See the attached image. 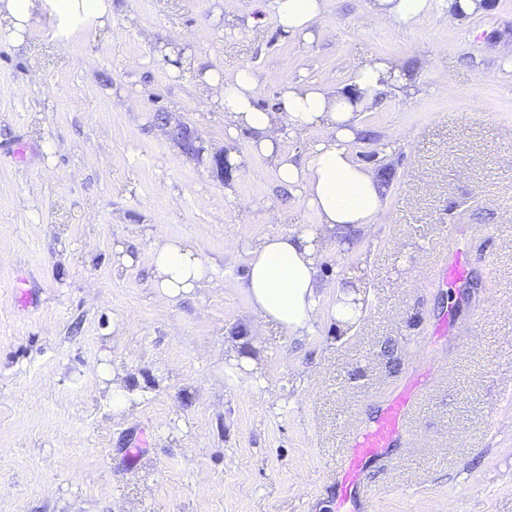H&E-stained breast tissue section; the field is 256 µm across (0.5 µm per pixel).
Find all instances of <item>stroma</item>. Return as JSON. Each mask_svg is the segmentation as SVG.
<instances>
[{
  "label": "stroma",
  "mask_w": 512,
  "mask_h": 512,
  "mask_svg": "<svg viewBox=\"0 0 512 512\" xmlns=\"http://www.w3.org/2000/svg\"><path fill=\"white\" fill-rule=\"evenodd\" d=\"M369 4L327 0L310 42L257 0H112L64 45L44 10L0 32V512H334L349 434L428 366L372 512H512V0L461 18L438 0L410 28L365 23ZM375 60L411 71L360 110L351 145L383 213L350 247L328 239L323 318L300 339L249 319L242 279L249 245L317 216L249 133L226 138L204 74L250 67L273 111L284 83L345 89ZM160 113L234 156L231 178ZM452 226L470 288L441 278ZM166 238L216 287L158 292ZM356 274L364 313L341 326L337 288ZM447 316L455 334L434 335Z\"/></svg>",
  "instance_id": "1"
}]
</instances>
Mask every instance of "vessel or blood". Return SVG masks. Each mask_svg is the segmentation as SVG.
<instances>
[{
    "mask_svg": "<svg viewBox=\"0 0 512 512\" xmlns=\"http://www.w3.org/2000/svg\"><path fill=\"white\" fill-rule=\"evenodd\" d=\"M441 266L445 282L457 283L467 278L461 243L449 246ZM428 379V372L414 374L384 402L375 418L350 434L334 479L336 512H372L376 491L369 482L370 471L377 463L389 460L393 448L405 441L417 392Z\"/></svg>",
    "mask_w": 512,
    "mask_h": 512,
    "instance_id": "vessel-or-blood-1",
    "label": "vessel or blood"
}]
</instances>
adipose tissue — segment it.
Here are the masks:
<instances>
[{"label":"adipose tissue","instance_id":"1","mask_svg":"<svg viewBox=\"0 0 512 512\" xmlns=\"http://www.w3.org/2000/svg\"><path fill=\"white\" fill-rule=\"evenodd\" d=\"M435 0H372L367 22L394 21L411 27L426 17ZM278 25L291 36L306 39L315 21L326 20L325 0H270ZM48 11L53 36L66 42L78 30L102 24L112 13V0H0V19L11 32L24 29L35 8ZM227 118V133L247 130L254 150L271 159L278 181L295 191L315 212L317 224L265 236L251 251L243 286L253 319L273 322L295 336L311 334L322 313L324 284L318 276L324 232L345 242L354 232L372 231L383 209L381 181L353 156L349 144L360 130L358 113L391 86L408 84L407 73L384 61L358 67L351 91L314 84L285 83L278 112L255 103L257 79L247 67L232 77L210 74ZM326 138L310 143L302 161L281 150L284 138H298L317 128ZM154 286L176 297L213 286L209 268L190 245L167 240L153 253Z\"/></svg>","mask_w":512,"mask_h":512}]
</instances>
